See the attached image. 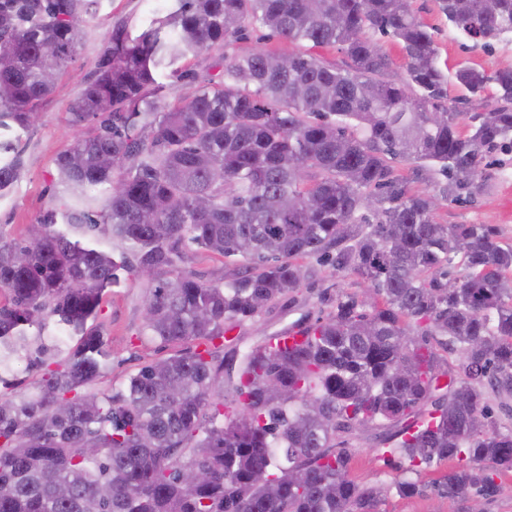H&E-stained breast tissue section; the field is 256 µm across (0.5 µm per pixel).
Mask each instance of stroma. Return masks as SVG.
Returning <instances> with one entry per match:
<instances>
[{
	"label": "stroma",
	"instance_id": "stroma-1",
	"mask_svg": "<svg viewBox=\"0 0 512 512\" xmlns=\"http://www.w3.org/2000/svg\"><path fill=\"white\" fill-rule=\"evenodd\" d=\"M410 4L433 33L440 58L448 65L465 63L488 71L512 65V39L490 49L482 48L465 38L439 13L436 0H410ZM164 7V0H103L97 13L88 20L80 34L76 58L61 72L52 94L39 108L40 121L20 135L24 176L9 191L0 193V234L24 241L29 227L48 207L66 201L67 195L56 181L55 159L72 141L67 131L71 104L85 85L98 77V63L110 44L113 29L124 23L130 30H137L143 19L163 12ZM259 39L274 52L284 53L290 48L279 37H266L264 28L256 25L249 28L247 39L189 59L184 67L199 78L220 81L221 73L213 66L217 55L244 52ZM481 177L483 186L474 199L451 202L440 198L437 220L442 224H494L503 241L512 243V154L487 157L481 165ZM304 264L311 275L301 288L278 298L259 316L236 329L239 348L314 321L333 309L338 295L358 292L364 286L353 272L335 271L313 258L305 259ZM145 293L143 280L124 272L119 285L104 294L93 326L104 335L111 364L107 374L96 381V389L111 390L141 366L173 354V347L144 340L139 335ZM387 436L386 428L374 426L340 434L338 441L351 454V476L357 483L389 485L402 477V461L383 453ZM452 467L448 461L421 469L417 476L420 494L411 498L388 494L379 512H469V500L449 501L433 493V480Z\"/></svg>",
	"mask_w": 512,
	"mask_h": 512
}]
</instances>
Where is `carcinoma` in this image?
I'll return each mask as SVG.
<instances>
[{"label": "carcinoma", "mask_w": 512, "mask_h": 512, "mask_svg": "<svg viewBox=\"0 0 512 512\" xmlns=\"http://www.w3.org/2000/svg\"><path fill=\"white\" fill-rule=\"evenodd\" d=\"M100 4L0 0V127L33 124ZM437 7L484 47L512 35V0ZM257 24L291 52L224 56L220 85L165 102L161 74L196 81L182 62ZM370 31L400 42L403 76ZM324 46L345 67L313 53ZM438 56L409 0H169L138 34L112 32L55 160L75 203L46 209L27 244L0 235V384L23 353L48 367L36 393L0 401V512H379L384 493L420 488L351 477L336 437L370 425L391 429L385 453L408 472L457 462L437 497L501 493L512 429L489 420L484 386L512 396V244L491 224L439 223L435 196L390 160L438 170L451 201L473 195L483 160L512 153V66L460 65L451 80ZM20 175L19 156L0 162V191ZM194 246L242 270L204 283L184 268ZM311 257L355 273L372 300L344 293L293 344L287 329L219 356L302 286ZM121 270L146 281L143 335L197 345L89 392L111 354L87 322ZM51 317L78 337L63 361L43 335ZM442 350L461 354L456 373Z\"/></svg>", "instance_id": "carcinoma-1"}]
</instances>
